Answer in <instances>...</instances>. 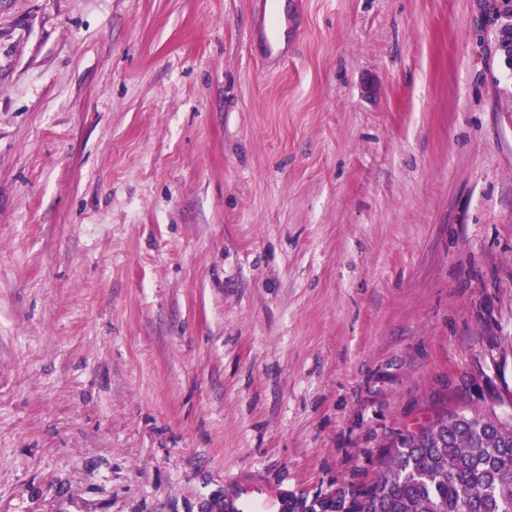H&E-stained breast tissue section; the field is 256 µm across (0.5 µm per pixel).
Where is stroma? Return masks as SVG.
I'll return each instance as SVG.
<instances>
[{"label": "stroma", "mask_w": 512, "mask_h": 512, "mask_svg": "<svg viewBox=\"0 0 512 512\" xmlns=\"http://www.w3.org/2000/svg\"><path fill=\"white\" fill-rule=\"evenodd\" d=\"M0 0V512H273L512 413L487 0Z\"/></svg>", "instance_id": "35a3bbf8"}]
</instances>
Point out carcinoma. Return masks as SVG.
I'll return each mask as SVG.
<instances>
[{
  "label": "carcinoma",
  "instance_id": "1",
  "mask_svg": "<svg viewBox=\"0 0 512 512\" xmlns=\"http://www.w3.org/2000/svg\"><path fill=\"white\" fill-rule=\"evenodd\" d=\"M334 512H512V414L445 411L401 435L377 480Z\"/></svg>",
  "mask_w": 512,
  "mask_h": 512
}]
</instances>
